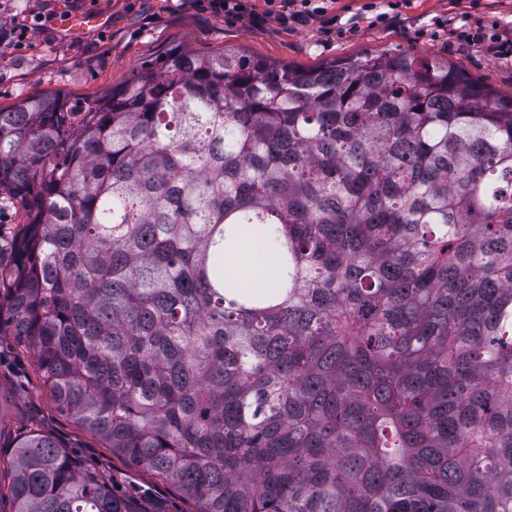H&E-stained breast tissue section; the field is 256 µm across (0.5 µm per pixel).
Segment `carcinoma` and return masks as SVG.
Returning <instances> with one entry per match:
<instances>
[{"instance_id":"1","label":"carcinoma","mask_w":512,"mask_h":512,"mask_svg":"<svg viewBox=\"0 0 512 512\" xmlns=\"http://www.w3.org/2000/svg\"><path fill=\"white\" fill-rule=\"evenodd\" d=\"M0 330L194 512H512V97L450 65L173 48L0 108ZM268 247L274 288L225 252ZM9 512H152L22 439ZM1 196L5 199L1 202L0 198V235L3 240L11 242L15 239L16 225L24 224L22 213L15 200L10 199L4 192Z\"/></svg>"}]
</instances>
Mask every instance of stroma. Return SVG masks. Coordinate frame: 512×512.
I'll return each mask as SVG.
<instances>
[{
	"label": "stroma",
	"mask_w": 512,
	"mask_h": 512,
	"mask_svg": "<svg viewBox=\"0 0 512 512\" xmlns=\"http://www.w3.org/2000/svg\"><path fill=\"white\" fill-rule=\"evenodd\" d=\"M323 13L303 24L215 14L198 0H0V19L26 21L22 46L0 49V108L40 92L99 96L141 76L170 48L201 56L233 52L273 64L320 67L372 53H407L449 62L500 94L512 95V57L457 38L458 29L512 37V0H319ZM74 13L107 23L74 34ZM0 459L34 432L52 436L72 456L109 475L115 495L149 497L164 512H194L191 501L60 413L32 350L0 334Z\"/></svg>",
	"instance_id": "35a3bbf8"
}]
</instances>
